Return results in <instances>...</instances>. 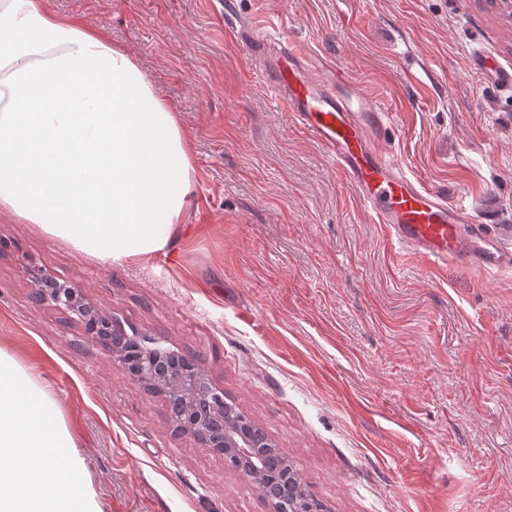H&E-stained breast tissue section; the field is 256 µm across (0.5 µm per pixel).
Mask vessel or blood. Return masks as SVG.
I'll use <instances>...</instances> for the list:
<instances>
[{
    "mask_svg": "<svg viewBox=\"0 0 512 512\" xmlns=\"http://www.w3.org/2000/svg\"><path fill=\"white\" fill-rule=\"evenodd\" d=\"M236 36L252 46L275 40L277 50L264 69L270 88L350 180L391 242L433 268L459 260L486 270L512 269V251L473 229L474 219L465 208L419 184L379 151L387 115L367 104L340 66L311 67L304 49L280 32L271 37L240 29Z\"/></svg>",
    "mask_w": 512,
    "mask_h": 512,
    "instance_id": "1",
    "label": "vessel or blood"
}]
</instances>
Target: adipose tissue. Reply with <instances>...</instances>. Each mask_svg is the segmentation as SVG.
Returning a JSON list of instances; mask_svg holds the SVG:
<instances>
[{
    "mask_svg": "<svg viewBox=\"0 0 512 512\" xmlns=\"http://www.w3.org/2000/svg\"><path fill=\"white\" fill-rule=\"evenodd\" d=\"M187 136L129 53L42 0H0V212L117 265L185 225Z\"/></svg>",
    "mask_w": 512,
    "mask_h": 512,
    "instance_id": "ef3b65f1",
    "label": "adipose tissue"
}]
</instances>
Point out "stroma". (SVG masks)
Segmentation results:
<instances>
[{"label": "stroma", "instance_id": "obj_1", "mask_svg": "<svg viewBox=\"0 0 512 512\" xmlns=\"http://www.w3.org/2000/svg\"><path fill=\"white\" fill-rule=\"evenodd\" d=\"M131 53L192 148L190 231L110 265L0 214V348L76 434L103 512H270L51 304L80 287L194 356L327 512H512V270L399 248L227 23L286 31L389 115L378 146L512 250V24L485 0H46ZM491 64L477 70V60Z\"/></svg>", "mask_w": 512, "mask_h": 512}]
</instances>
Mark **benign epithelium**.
I'll return each instance as SVG.
<instances>
[{"label": "benign epithelium", "instance_id": "1", "mask_svg": "<svg viewBox=\"0 0 512 512\" xmlns=\"http://www.w3.org/2000/svg\"><path fill=\"white\" fill-rule=\"evenodd\" d=\"M32 299L76 315L85 334L105 346L133 382L155 393L178 395L187 411L178 430L224 457L233 469L254 462L260 449L271 443L260 428L244 433L234 425H224V406L228 405L224 390L212 383L193 356L184 354L179 359L176 352L154 339L132 336L127 343L118 340L126 335L124 329L82 289L41 274L35 276Z\"/></svg>", "mask_w": 512, "mask_h": 512}]
</instances>
